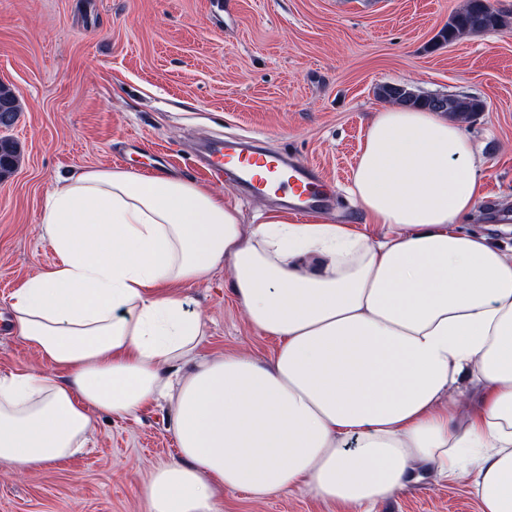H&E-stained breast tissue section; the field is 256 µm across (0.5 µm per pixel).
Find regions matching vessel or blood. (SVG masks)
<instances>
[{
    "mask_svg": "<svg viewBox=\"0 0 512 512\" xmlns=\"http://www.w3.org/2000/svg\"><path fill=\"white\" fill-rule=\"evenodd\" d=\"M202 168L216 177L234 176L252 192L284 194L289 208L294 211L305 212L332 203V195L319 172L265 150L257 139L213 143Z\"/></svg>",
    "mask_w": 512,
    "mask_h": 512,
    "instance_id": "1",
    "label": "vessel or blood"
}]
</instances>
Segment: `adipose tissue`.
<instances>
[{"mask_svg": "<svg viewBox=\"0 0 512 512\" xmlns=\"http://www.w3.org/2000/svg\"><path fill=\"white\" fill-rule=\"evenodd\" d=\"M484 161L446 114L373 112L351 194L369 236L236 205L170 173L93 168L49 196L57 261L12 297L45 362L0 377V462L78 454L92 416L164 402L178 456L149 512H221L296 487L371 512L416 466L468 471L482 512H512V247L469 229ZM226 266L265 362L204 357L182 286ZM478 392L462 411L457 389Z\"/></svg>", "mask_w": 512, "mask_h": 512, "instance_id": "obj_1", "label": "adipose tissue"}]
</instances>
